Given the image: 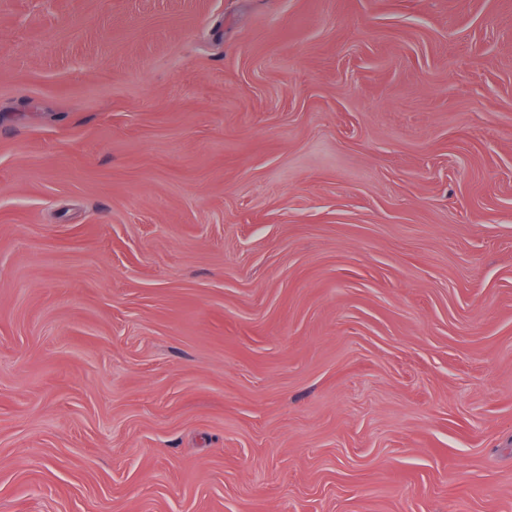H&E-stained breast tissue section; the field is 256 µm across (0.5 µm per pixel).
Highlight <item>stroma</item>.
<instances>
[{
    "mask_svg": "<svg viewBox=\"0 0 512 512\" xmlns=\"http://www.w3.org/2000/svg\"><path fill=\"white\" fill-rule=\"evenodd\" d=\"M0 512H512V0H0Z\"/></svg>",
    "mask_w": 512,
    "mask_h": 512,
    "instance_id": "35a3bbf8",
    "label": "stroma"
}]
</instances>
